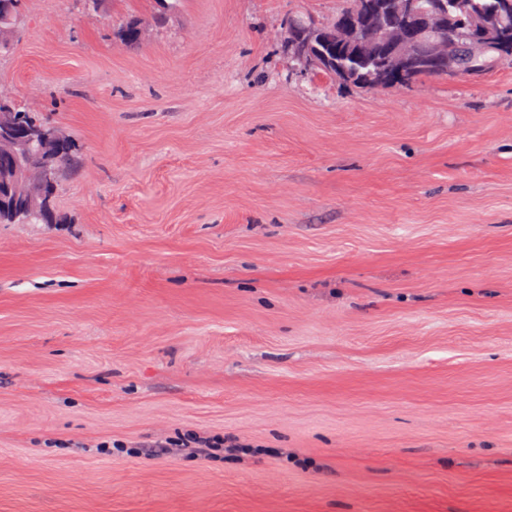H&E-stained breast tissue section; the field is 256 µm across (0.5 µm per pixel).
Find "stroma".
Listing matches in <instances>:
<instances>
[{
  "instance_id": "stroma-1",
  "label": "stroma",
  "mask_w": 512,
  "mask_h": 512,
  "mask_svg": "<svg viewBox=\"0 0 512 512\" xmlns=\"http://www.w3.org/2000/svg\"><path fill=\"white\" fill-rule=\"evenodd\" d=\"M337 6L27 0L0 86L82 160L0 224V512H512V68L300 74ZM224 445V441L219 437L206 438V439H193L189 443H182L179 447L171 449L173 454L190 453L199 458H207L214 455L216 451H220Z\"/></svg>"
}]
</instances>
